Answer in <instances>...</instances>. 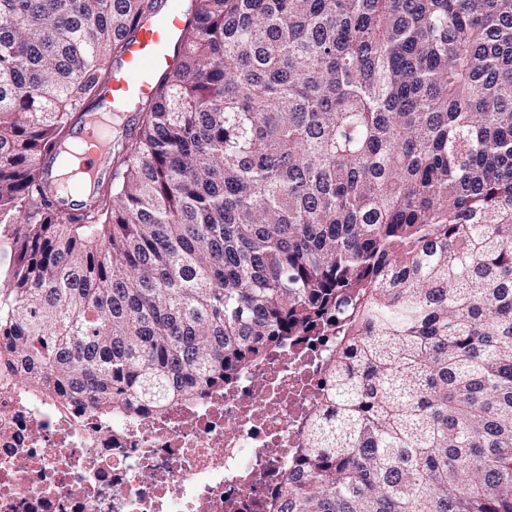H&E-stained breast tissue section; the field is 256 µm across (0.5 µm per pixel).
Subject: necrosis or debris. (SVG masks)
Here are the masks:
<instances>
[{
	"label": "necrosis or debris",
	"mask_w": 512,
	"mask_h": 512,
	"mask_svg": "<svg viewBox=\"0 0 512 512\" xmlns=\"http://www.w3.org/2000/svg\"><path fill=\"white\" fill-rule=\"evenodd\" d=\"M333 339L277 352L159 417L0 385V512H271L324 407Z\"/></svg>",
	"instance_id": "4bbe7bcc"
}]
</instances>
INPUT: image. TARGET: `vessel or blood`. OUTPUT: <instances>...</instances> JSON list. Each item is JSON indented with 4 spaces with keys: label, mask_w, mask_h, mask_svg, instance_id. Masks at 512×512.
<instances>
[{
    "label": "vessel or blood",
    "mask_w": 512,
    "mask_h": 512,
    "mask_svg": "<svg viewBox=\"0 0 512 512\" xmlns=\"http://www.w3.org/2000/svg\"><path fill=\"white\" fill-rule=\"evenodd\" d=\"M190 19L181 0H164L161 10L143 21L122 61L112 69V80L101 100L107 111L132 113L154 96L157 78L177 67L173 47ZM70 139L80 149L75 170L60 175L54 160L43 159L38 164L46 194L57 208L65 207L72 188L96 182L105 173L107 136L101 119H85Z\"/></svg>",
    "instance_id": "1"
}]
</instances>
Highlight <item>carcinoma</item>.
Here are the masks:
<instances>
[{"label": "carcinoma", "instance_id": "cac0c4a2", "mask_svg": "<svg viewBox=\"0 0 512 512\" xmlns=\"http://www.w3.org/2000/svg\"><path fill=\"white\" fill-rule=\"evenodd\" d=\"M158 0H0V374L165 413L324 325L275 512H512V0H192L74 215L70 158Z\"/></svg>", "mask_w": 512, "mask_h": 512}]
</instances>
